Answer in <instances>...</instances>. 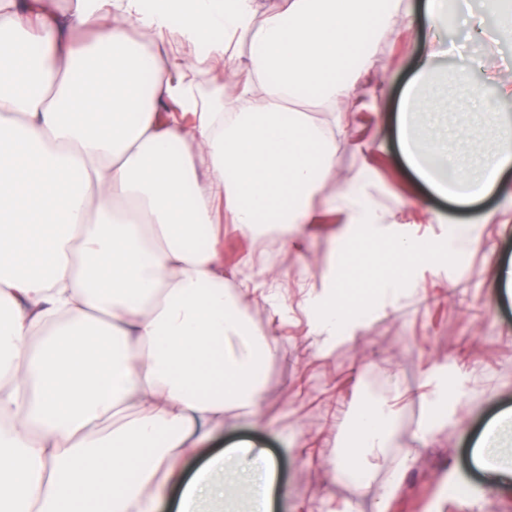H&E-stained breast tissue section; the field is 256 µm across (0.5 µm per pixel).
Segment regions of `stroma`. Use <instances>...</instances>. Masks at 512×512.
Returning a JSON list of instances; mask_svg holds the SVG:
<instances>
[{
	"label": "stroma",
	"instance_id": "stroma-1",
	"mask_svg": "<svg viewBox=\"0 0 512 512\" xmlns=\"http://www.w3.org/2000/svg\"><path fill=\"white\" fill-rule=\"evenodd\" d=\"M459 23L444 37L448 64L471 61L481 76L512 72V34L497 43L473 38L477 0H457ZM421 39L395 28L378 45L374 96L352 91L338 118L340 181L362 179L385 217L370 241L386 254L395 239L433 243L438 263L413 270L407 295L395 305L361 301L366 318L350 340L322 353L310 333L304 299L329 287L331 253L348 256L349 213L315 201L319 223L289 235L288 249L266 258L256 241L224 226V275L239 288L253 326L274 339L279 355L267 370L257 415L230 418L224 440L255 441L277 465L275 512H512V489L488 485L469 450L488 422L512 408V301L503 300L497 264L512 262V197L493 191L481 203L452 207L423 190L398 164L389 116L397 109ZM496 212L484 223L487 212ZM466 224L477 244L465 248ZM276 284L280 306L264 298ZM465 373L464 397H449L452 424L419 440L420 402L440 379ZM394 398L399 420L384 457L360 486L336 478L333 462L350 436L356 409L368 395ZM408 465L393 474L400 460Z\"/></svg>",
	"mask_w": 512,
	"mask_h": 512
}]
</instances>
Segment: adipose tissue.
I'll return each instance as SVG.
<instances>
[{
	"mask_svg": "<svg viewBox=\"0 0 512 512\" xmlns=\"http://www.w3.org/2000/svg\"><path fill=\"white\" fill-rule=\"evenodd\" d=\"M445 0L424 17L403 0H74L59 16L45 0H0V512H223L240 488L266 512L273 465L228 448L190 479L183 463L224 430L230 409L253 414L262 370L278 356L224 286L216 203L245 230L314 224L311 200L336 177V114L373 62L383 30L427 28L396 115L405 165L435 194L476 202L512 171V135L478 145L474 123L447 136L433 97L445 83L481 95L467 67L440 68ZM176 33L193 61L130 42V30ZM220 58L245 79L206 90L191 65ZM155 76L142 86L145 72ZM260 87L259 110L241 107ZM318 88L325 118L300 99ZM176 100L191 125L165 126ZM355 260L382 265L398 297L409 266L431 259L414 240L391 257L350 241ZM352 301L329 288L312 325L335 346ZM492 419L472 450L491 478ZM395 411L368 404L342 459L387 448Z\"/></svg>",
	"mask_w": 512,
	"mask_h": 512,
	"instance_id": "adipose-tissue-1",
	"label": "adipose tissue"
}]
</instances>
